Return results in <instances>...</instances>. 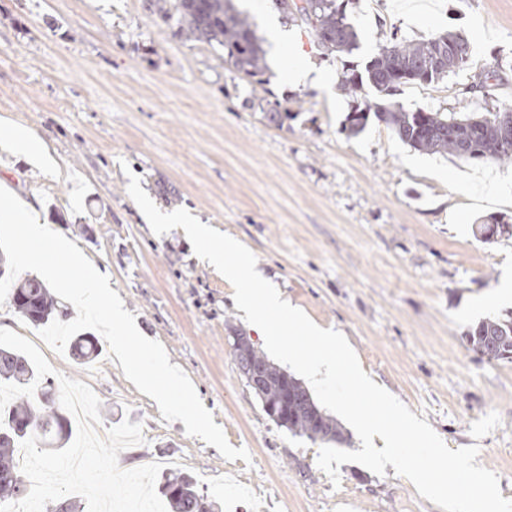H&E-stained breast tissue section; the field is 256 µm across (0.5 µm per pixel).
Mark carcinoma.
I'll use <instances>...</instances> for the list:
<instances>
[{
    "label": "carcinoma",
    "instance_id": "carcinoma-1",
    "mask_svg": "<svg viewBox=\"0 0 512 512\" xmlns=\"http://www.w3.org/2000/svg\"><path fill=\"white\" fill-rule=\"evenodd\" d=\"M153 14L163 22L176 21L178 33L189 42H204L218 58L237 72L255 78L265 74L266 61L262 41L248 17L233 0H151ZM307 7L294 8L285 17L305 26L318 48L327 55L351 52L357 46V33L347 21L338 0H306ZM465 43V55H471L470 44L458 32H441L427 40L407 41L393 37L381 45L366 61L362 70L352 69L341 80L342 90L356 106L346 116L343 130L358 134L371 120L383 123L394 135L421 152H445L473 161L512 162V126L506 130L467 133L479 115L446 114L430 109L409 111L393 96L406 84L430 85L463 68L468 60H446L435 66L429 75L406 74L415 64L433 56L448 42ZM377 97L362 98L365 87ZM512 232V225L491 216L479 225L477 237L491 243L498 236ZM15 309L30 323L39 326L67 317L44 283L34 277L16 284L12 291ZM466 339L475 352L489 360H502L501 353H512V316L487 319L469 329ZM79 362L96 359L102 346L89 332L74 337L71 344ZM233 352L238 364L250 366L262 376L255 396L266 407L276 408L273 421L292 435L313 443H341L344 436L336 419L325 413L314 401L301 381L272 363L258 351L249 337H233ZM32 364L20 352L0 347V383L28 385L35 380ZM40 394L21 396L0 413V504L14 503L28 494L30 487L18 460L19 448L31 436L44 447L62 448L73 433L69 417L47 396L50 380L39 383ZM161 494L168 512H221L220 503L209 498L193 477L171 474L163 477ZM45 512H85L82 499L62 497L50 502Z\"/></svg>",
    "mask_w": 512,
    "mask_h": 512
}]
</instances>
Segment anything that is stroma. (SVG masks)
I'll return each instance as SVG.
<instances>
[{"instance_id":"35a3bbf8","label":"stroma","mask_w":512,"mask_h":512,"mask_svg":"<svg viewBox=\"0 0 512 512\" xmlns=\"http://www.w3.org/2000/svg\"><path fill=\"white\" fill-rule=\"evenodd\" d=\"M239 7L276 60L261 85L210 46L177 37L146 0H0V135L27 128L50 159L0 148V187L38 201L42 219L109 278L139 331L164 346L249 460L228 461L164 420L109 351L77 363L42 344L8 301L0 328L91 387L101 432L141 425L143 441L119 453L121 468L161 459L224 512H442L390 466L380 476L345 463L331 481L319 444L266 415L230 344L241 333L260 350L262 334L183 229L159 236L145 224L127 192L133 174L160 210L186 209L249 248L261 276L315 324L341 330L369 376L450 449L477 446L478 464L512 498V362L481 358L465 339L479 321L512 312L498 295L512 236H474L483 217L512 219V163L422 153L375 122L346 135L352 100L340 87L391 34L419 41L450 30L470 42L467 65L403 86L398 102L445 113L512 108V0H349L359 47L335 58L293 22L285 43L268 41L272 0ZM299 61L329 87L288 81ZM481 73L484 89L470 92ZM275 99L293 119L270 121L262 105Z\"/></svg>"}]
</instances>
